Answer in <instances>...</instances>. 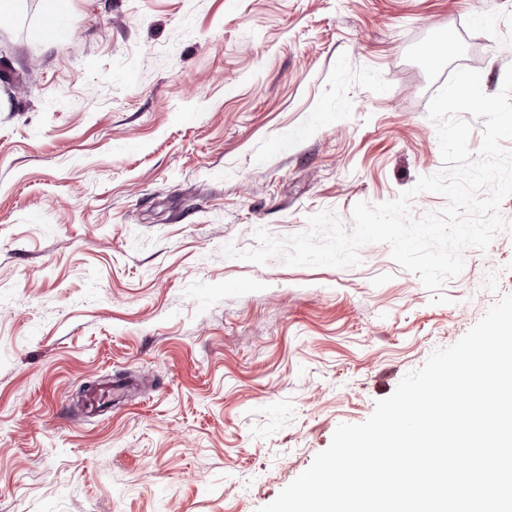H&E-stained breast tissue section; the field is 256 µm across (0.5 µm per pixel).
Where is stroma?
<instances>
[{
    "instance_id": "stroma-1",
    "label": "stroma",
    "mask_w": 512,
    "mask_h": 512,
    "mask_svg": "<svg viewBox=\"0 0 512 512\" xmlns=\"http://www.w3.org/2000/svg\"><path fill=\"white\" fill-rule=\"evenodd\" d=\"M39 0L0 22V512H258L339 424L512 294L509 230L432 292L224 246L443 167L431 98L498 93L512 0ZM135 379L103 414L86 384ZM43 25L41 36L43 40L50 43L54 39L56 23L64 16L67 9V0H41Z\"/></svg>"
}]
</instances>
